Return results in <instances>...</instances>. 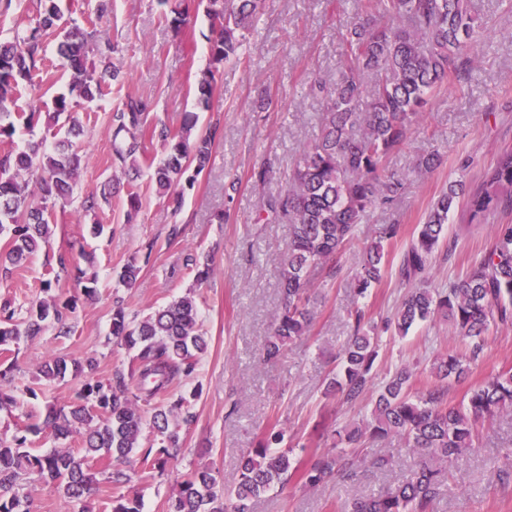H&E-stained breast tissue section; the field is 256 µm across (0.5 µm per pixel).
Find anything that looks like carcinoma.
<instances>
[{
  "label": "carcinoma",
  "instance_id": "1",
  "mask_svg": "<svg viewBox=\"0 0 512 512\" xmlns=\"http://www.w3.org/2000/svg\"><path fill=\"white\" fill-rule=\"evenodd\" d=\"M260 0H209L215 64L240 59V51L259 14ZM376 14H363L347 30L346 69L338 84L318 86L325 100L320 132L294 168L288 188L269 203L277 217L291 227L288 253L280 264L282 306L272 324L263 354L277 360L288 342L309 332L311 314L307 288L311 271L339 255L355 236L356 227L377 206L392 205L404 192L403 177L385 166L391 154L408 141L424 119L434 93L448 77H462L468 54L485 36V28L468 0H376ZM57 0H39L35 25L16 30L0 40V139L13 137L15 124L6 102L21 84L33 85L34 73L46 62L44 37L60 28ZM92 33L76 27L58 45L62 66L69 70L68 93L53 100L47 113V131L53 133L51 152L32 143L28 149L0 157V276L7 278L49 243L53 225L50 211L74 202L83 155L74 139L84 130L75 108L104 95V87L119 71L107 63L100 70L88 67L86 57ZM215 75L207 69L197 84L199 99L208 103ZM367 99L360 112L357 104ZM147 105L129 99L111 126L115 159L132 167L144 157L142 139L156 134L164 155L153 166L158 194L174 212L184 203L181 181L194 182L210 161L216 131L190 139L189 124L179 130L148 131ZM512 206V147L502 148L473 189L449 184L418 225L403 255L399 275L418 281L387 326L400 336L417 322L444 318L467 341L465 355L446 354L434 360L433 387L412 392V372L395 371L379 387L369 417L346 424L333 433V449L302 462L289 450H279L283 435L272 432L242 458L240 479L226 489L208 467L180 474L181 430L194 419L192 401L197 392L183 391L184 383L199 368L207 350L195 296L187 293L139 319L118 304L112 311V336L130 353L128 369L117 370L106 382L95 377L93 357L56 356L38 372V386H28L33 399L44 387L68 378L77 381L71 398L52 403L42 423L15 427L0 434V512H32L22 493L23 481L38 475L64 498L65 508L91 497L97 484L91 463L103 465L112 485V512H143L141 496L130 487L127 470L134 463L160 475L176 477L177 490L168 512H251L252 503L270 489L296 478L316 486L337 475H355L356 453L366 440L394 437L418 455V462L402 480L378 496L353 500L349 512H432L442 485V464L474 447L478 425L487 417L512 414V374L489 376L471 389L467 402L450 407L448 382L466 377L470 364L484 351L485 335L492 326L512 325V224H495L492 247L475 261L465 277L446 288L429 283L427 273L434 253L447 231L449 214L460 207L466 235L486 224L506 206ZM398 225L387 224L365 249L356 277V293L363 297L379 284L385 266V244L397 236ZM139 260L131 259L119 278L135 285ZM42 288L48 292L62 277L83 284V295L97 296V276L87 274L68 253L57 257ZM78 308L76 299L38 300L17 316L13 303L0 302V355L22 342L32 341L53 326L57 335L71 331L69 319ZM364 315L356 311L354 334L342 346L338 370L329 378L324 395H340L355 404L373 386L378 338L364 329ZM16 360L0 358V412L18 406V388L10 378ZM49 429L57 437L74 434L81 440L79 453L70 449L35 454L29 435Z\"/></svg>",
  "mask_w": 512,
  "mask_h": 512
}]
</instances>
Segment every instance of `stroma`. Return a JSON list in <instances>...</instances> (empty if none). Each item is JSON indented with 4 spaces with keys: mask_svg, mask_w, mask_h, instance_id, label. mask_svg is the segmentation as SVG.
<instances>
[{
    "mask_svg": "<svg viewBox=\"0 0 512 512\" xmlns=\"http://www.w3.org/2000/svg\"><path fill=\"white\" fill-rule=\"evenodd\" d=\"M470 3L488 34L465 78L444 85L407 145L386 161L387 168L403 176L404 195L392 207L373 209L357 226L354 240L333 261L335 275L314 274L308 290L313 314L308 335L290 343L278 361L267 363L259 351L279 309L280 262L289 238L287 220L269 212L267 202L285 189L289 173L319 132L322 103L312 88L341 77L344 39L364 0H261L240 60L217 66L209 52L207 0H170L165 6L158 0H110L101 16L97 0H60L62 28L96 21L99 38L89 63L99 67L109 60L121 69L105 97L77 110L84 129L77 191L96 194L107 184L112 195L88 213L58 211L49 248L0 283V300L10 299L23 311L43 298L42 280L52 253L81 242L95 254L98 299L80 300L70 336L49 332L20 345L18 384H32L40 365L52 356L95 357L97 378H110L129 362L111 335L114 297L123 298L128 313L143 316L195 289L208 349L192 380L202 393L194 405V423L182 432L178 469L185 473L212 465L228 488L239 478L243 450L255 447L265 433L284 432L285 446L309 456L326 450L323 429L368 415L370 400L351 406L322 395L336 354L350 335L349 313L355 306H363L379 328L375 383L406 368L413 374V391H426L434 359L449 351L463 352L465 341L441 319L413 326L402 338L383 330L384 319L411 289L397 274L401 253L449 183L476 186L498 150L512 146V0ZM175 8L185 18L178 27L171 23ZM58 42V36L47 37L50 68L35 77L33 87L22 89L9 111H51L53 96L65 92L67 75L55 64ZM211 66L216 89L202 107L197 81ZM130 96L147 102L148 126L177 129L185 114L194 113L195 134L205 133L213 123L220 127L209 166L183 188L180 213L160 198L149 169L123 170L113 162L110 118ZM433 151L440 156L436 168L418 170L417 156ZM262 168L267 178L259 183L254 174ZM132 189L141 199L135 213L128 204ZM95 224L104 227L97 237L90 232ZM382 224L399 225L400 234L386 247L384 279L361 298L355 293L356 273ZM175 226L181 233L174 238L170 230ZM492 242V227L458 239L446 236L428 271L433 286L464 275ZM149 244L154 247L149 262L142 265L135 286L125 287L119 280L123 266ZM191 255L213 270L203 285H196L195 271L186 265ZM506 372L512 374V327L493 328L482 358L471 364L464 380L449 383V405L460 406L471 388ZM72 392L67 381L55 384L44 397H21L12 414L0 413V433L25 422H42L47 402L66 401ZM378 455L388 456L386 469L371 467ZM511 459L512 416L480 424L474 449L449 463L448 489L437 499L435 512H512V483L493 476ZM360 461L358 481L331 479L313 488L293 481L263 495L254 512H346L353 499L394 483L413 457L402 441L390 439L364 448Z\"/></svg>",
    "mask_w": 512,
    "mask_h": 512,
    "instance_id": "stroma-1",
    "label": "stroma"
}]
</instances>
